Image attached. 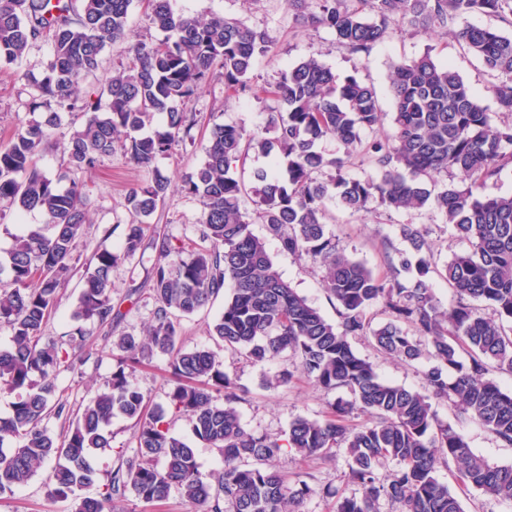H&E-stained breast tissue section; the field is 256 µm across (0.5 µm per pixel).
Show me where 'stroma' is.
Returning a JSON list of instances; mask_svg holds the SVG:
<instances>
[{
  "label": "stroma",
  "instance_id": "35a3bbf8",
  "mask_svg": "<svg viewBox=\"0 0 512 512\" xmlns=\"http://www.w3.org/2000/svg\"><path fill=\"white\" fill-rule=\"evenodd\" d=\"M176 12L189 16L207 17L213 14L238 18L248 25L266 31L271 40L269 56L258 59L250 73V91L235 93L226 91L224 82L214 78L208 80L186 101L184 110L197 122L196 134L208 136L213 124L233 123L250 129H265L268 113L274 102L263 95L264 87L273 84L278 69L284 64H293L309 56H317L332 68L338 76L356 75L374 85L381 109L382 121L373 131L374 137L385 138L392 134L389 118L394 109L389 75L392 65L403 59H411L431 53L441 63L453 69L469 84L481 103L492 106L488 92L494 76L481 60L451 37L440 34L424 35L408 26H400L391 38L375 45L369 52L352 54L339 47L331 30L326 28L305 29L298 25L286 0H172ZM32 90L14 84L7 73L0 72V140L8 138L17 124L27 122L30 117L29 101ZM201 146L189 149L175 148L170 155L160 158L158 166L171 178L166 203L151 217L149 224L158 226L173 240L196 238V221L203 205L198 197L183 189L185 176L193 172L203 161ZM142 178L139 169L132 166L122 151H114L105 157L93 172L85 174L91 198V222L86 234L73 253L72 264L83 268L91 259L101 241L118 244L124 234L115 228L117 216L123 215L122 204L128 190ZM332 217L330 231L336 234L339 247L346 254L364 262L382 278L389 277L391 270L383 256V241H390L393 248H404L399 233L403 224H421L428 231V241L437 264L448 262L453 253L463 250V242L454 238L444 224L440 214L426 212L420 215L385 210L373 206L370 212L354 213L340 206L338 201L327 203ZM253 233L264 238L267 251L275 269L309 303L320 310L331 323H338L336 302L323 283V272L310 260L284 252L277 238L269 235L265 225L252 224ZM156 259L154 249L135 255L112 271V302L119 305L123 317L119 330L139 336L153 319L154 302L151 292V271ZM224 309L223 297L212 299L193 315L181 318V341L184 347L207 346L221 354L223 369L248 390L245 401L238 404L243 424L251 430L270 435L287 431L296 416L322 418L336 392H327L301 375H294L288 386L267 388L266 378L286 368H292L289 356H281L262 362L251 361L225 352L223 344L209 329ZM352 344L361 357L368 359L376 372L386 381L410 389L424 385L423 375L431 367L429 359L422 358L412 363H403L378 352L371 335L353 338ZM104 341H96L91 359L84 365L72 369H60L56 384L61 395L72 408L83 407L96 389L108 380L115 363L104 353ZM474 452L494 466L512 465V447H504L479 422L473 419L459 423ZM110 449L97 452L94 464L105 471L116 467L120 458L131 455L134 446V427L131 420L114 418ZM279 470L304 472L314 492L303 504L304 512H332L333 501L327 498V490L337 488L351 496L356 486L348 484L347 458L337 452L323 460L300 459L293 454H284L277 463ZM49 468H41L24 486L0 497V512H74V500H50L46 495Z\"/></svg>",
  "mask_w": 512,
  "mask_h": 512
}]
</instances>
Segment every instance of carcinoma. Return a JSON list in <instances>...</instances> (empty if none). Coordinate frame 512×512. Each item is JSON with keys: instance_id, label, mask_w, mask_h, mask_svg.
Returning a JSON list of instances; mask_svg holds the SVG:
<instances>
[{"instance_id": "obj_1", "label": "carcinoma", "mask_w": 512, "mask_h": 512, "mask_svg": "<svg viewBox=\"0 0 512 512\" xmlns=\"http://www.w3.org/2000/svg\"><path fill=\"white\" fill-rule=\"evenodd\" d=\"M134 0H0V67L15 66L12 78L34 88L30 111L45 116L15 128L0 142V202L20 215L38 212L46 222L14 236L0 258V327L10 345L0 349V389L19 391L11 413L0 416V495L28 483L52 461L47 496L78 501L76 512H108L131 493L144 503L162 502L177 490L193 512H302L313 488L274 468L290 448L303 457L323 458L334 448L348 457L346 481L358 494L336 499L335 512H378L384 499L401 512H464L459 497L436 476L449 460L467 487L512 500V466H492L452 424L440 421L430 398L448 402L459 420L480 421L500 442L512 446V391L488 377L489 368L512 373V193L483 196L479 185L496 181L512 167V35L493 27L466 25L471 14L496 16L512 25V0H288L302 27L328 28L338 44L366 53L399 24L424 33L445 31L497 77L488 87L496 111L489 112L449 65L431 55L392 66L394 132L366 139L381 119L375 88L354 75L339 79L322 60L309 56L283 66L267 95L273 136L240 125L216 124L204 147L205 159L184 181L202 199L198 240L172 244L150 229L146 218L165 204L169 178L157 159L175 146L195 144L193 121L183 105L212 72L235 92L250 89L254 61L269 52L270 37L245 22L214 15L177 14L170 0H147L150 20L162 39L128 46L126 62L80 100L81 84L100 67L106 47L130 38ZM316 8L309 9L310 3ZM44 39L52 53L40 75L19 67L29 44ZM84 117L81 129L59 139L65 120ZM335 140L343 155L319 143ZM59 142L69 168L91 172L123 150L146 173L130 189L124 208L130 217L120 244L99 246L80 275L73 313L79 325L64 340L43 336L44 328L72 277L71 260L89 223L86 184L66 188L39 166L41 151ZM269 159L253 173L247 189L237 175L246 153ZM359 158L363 177L344 173ZM458 172L466 182L434 193L428 183ZM256 195V214L283 250L307 257L324 269V283L339 305L341 323H330L273 268L265 241L251 230L242 198ZM361 212L374 202L397 212H437L467 248L438 267L423 226L400 225L408 251L387 255L395 275L375 276L336 244L327 230L326 202ZM152 241L153 322L141 339L116 332L120 311L112 305V269ZM413 273L409 282L401 272ZM443 278L458 295L442 308L430 280ZM224 310L209 334L224 349L255 361L284 352L296 368L338 397L323 420L295 417L285 438L247 429L237 404L248 390L222 369L205 347L179 344L180 317L193 314L223 291ZM488 304V317L467 300ZM376 305L386 323L373 331L377 349L405 363L427 357L424 388L413 390L381 379L353 349L351 338L366 333V312ZM107 328L112 376L83 408L75 411L58 394L55 378L73 366L70 351H85L91 331ZM155 356L168 360L172 384L167 408L151 406L130 376ZM224 394L217 405L213 394ZM360 409L372 420L352 426ZM189 418L196 439L224 454V471L203 478L194 449L171 430L168 416ZM134 421L135 446L125 462L106 473L96 498L79 492L97 479L93 454L110 447L112 419ZM67 423L55 436L44 421ZM396 465L387 476L380 470Z\"/></svg>"}]
</instances>
